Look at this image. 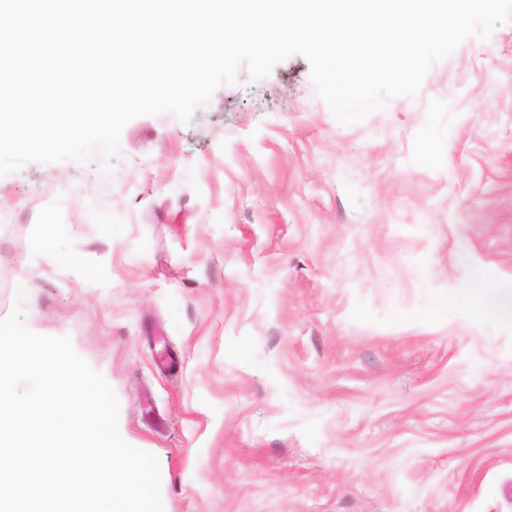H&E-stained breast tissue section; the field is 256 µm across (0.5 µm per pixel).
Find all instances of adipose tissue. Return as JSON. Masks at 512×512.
<instances>
[{
	"mask_svg": "<svg viewBox=\"0 0 512 512\" xmlns=\"http://www.w3.org/2000/svg\"><path fill=\"white\" fill-rule=\"evenodd\" d=\"M454 303L464 304L484 319L512 325V285L505 287L494 281L478 279L462 289H443L427 299L422 308L424 320L441 321L449 305Z\"/></svg>",
	"mask_w": 512,
	"mask_h": 512,
	"instance_id": "obj_1",
	"label": "adipose tissue"
}]
</instances>
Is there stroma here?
<instances>
[{"instance_id":"1","label":"stroma","mask_w":512,"mask_h":512,"mask_svg":"<svg viewBox=\"0 0 512 512\" xmlns=\"http://www.w3.org/2000/svg\"><path fill=\"white\" fill-rule=\"evenodd\" d=\"M479 277L512 278V21L354 125L294 55L0 177V320L104 376L164 512H512V328L420 316Z\"/></svg>"}]
</instances>
